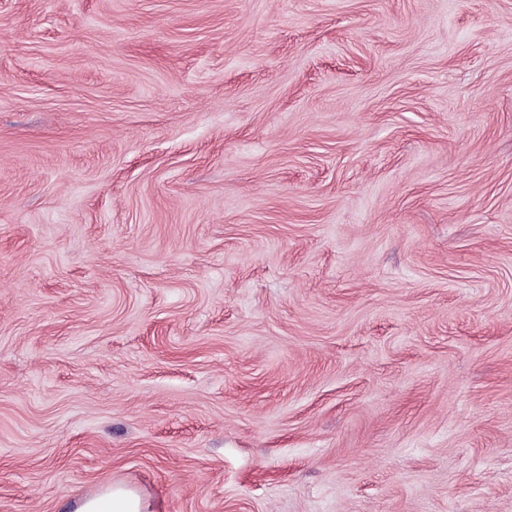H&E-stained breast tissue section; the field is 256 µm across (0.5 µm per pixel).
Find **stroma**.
Masks as SVG:
<instances>
[{"mask_svg": "<svg viewBox=\"0 0 512 512\" xmlns=\"http://www.w3.org/2000/svg\"><path fill=\"white\" fill-rule=\"evenodd\" d=\"M512 512V0H0V512ZM144 493L119 484L104 486L98 493L79 500L74 512H154Z\"/></svg>", "mask_w": 512, "mask_h": 512, "instance_id": "35a3bbf8", "label": "stroma"}]
</instances>
